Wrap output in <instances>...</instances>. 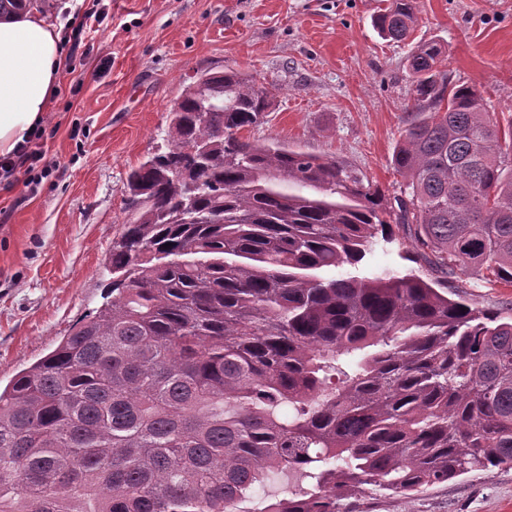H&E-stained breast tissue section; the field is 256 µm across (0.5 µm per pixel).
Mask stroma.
I'll return each mask as SVG.
<instances>
[{
    "label": "stroma",
    "instance_id": "obj_1",
    "mask_svg": "<svg viewBox=\"0 0 512 512\" xmlns=\"http://www.w3.org/2000/svg\"><path fill=\"white\" fill-rule=\"evenodd\" d=\"M392 0H55L49 21L79 24L102 11L65 58L42 123L59 169L37 188L17 173L0 188V387L41 360L73 325L110 300V254L124 218L129 170L164 148L169 111L204 72L233 71L273 87L269 112L249 136L325 155L384 193L405 180L393 154L412 98L407 58L441 45L450 79L479 90L488 112L512 119V0H418L401 42L376 16ZM365 262L428 282L442 274L410 259L403 232ZM470 305L512 319V286L475 274L450 281ZM347 512H512V468L476 469L422 493L365 487Z\"/></svg>",
    "mask_w": 512,
    "mask_h": 512
}]
</instances>
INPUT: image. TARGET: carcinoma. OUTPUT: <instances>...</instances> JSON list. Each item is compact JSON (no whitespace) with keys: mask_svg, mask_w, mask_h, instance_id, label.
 <instances>
[{"mask_svg":"<svg viewBox=\"0 0 512 512\" xmlns=\"http://www.w3.org/2000/svg\"><path fill=\"white\" fill-rule=\"evenodd\" d=\"M415 10L393 0L375 26L402 41ZM442 56L407 60L397 220L446 277L512 284V124ZM270 98L200 75L167 151L128 173L112 300L0 390V512H340L365 485L512 467V321L412 274H331L393 240L384 195L244 136ZM279 469L304 491L256 497Z\"/></svg>","mask_w":512,"mask_h":512,"instance_id":"carcinoma-1","label":"carcinoma"}]
</instances>
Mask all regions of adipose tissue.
I'll return each instance as SVG.
<instances>
[{
    "mask_svg": "<svg viewBox=\"0 0 512 512\" xmlns=\"http://www.w3.org/2000/svg\"><path fill=\"white\" fill-rule=\"evenodd\" d=\"M62 66L56 27L41 13L0 16V157L13 155L42 121Z\"/></svg>",
    "mask_w": 512,
    "mask_h": 512,
    "instance_id": "1",
    "label": "adipose tissue"
}]
</instances>
